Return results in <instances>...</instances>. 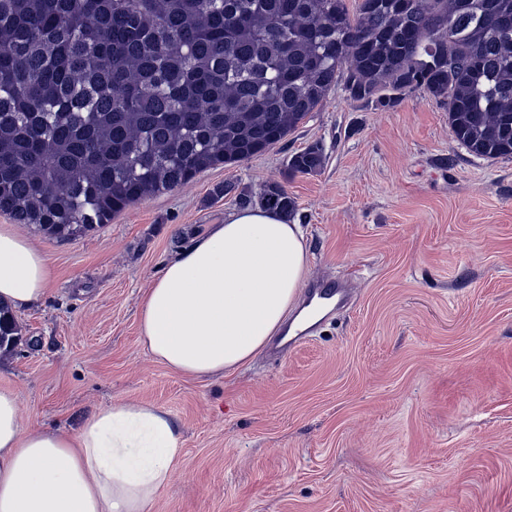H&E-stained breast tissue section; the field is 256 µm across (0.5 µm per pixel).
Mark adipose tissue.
Segmentation results:
<instances>
[{
  "mask_svg": "<svg viewBox=\"0 0 512 512\" xmlns=\"http://www.w3.org/2000/svg\"><path fill=\"white\" fill-rule=\"evenodd\" d=\"M300 224L264 206L229 213L165 267L141 304L143 345L174 373L236 369L288 328L321 313L300 307L308 274ZM47 256L0 225V302H40ZM182 445L171 415L139 400L99 407L76 435L22 431L17 396L0 389V512H146L171 483Z\"/></svg>",
  "mask_w": 512,
  "mask_h": 512,
  "instance_id": "obj_1",
  "label": "adipose tissue"
}]
</instances>
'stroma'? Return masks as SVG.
Returning <instances> with one entry per match:
<instances>
[{"label":"stroma","mask_w":512,"mask_h":512,"mask_svg":"<svg viewBox=\"0 0 512 512\" xmlns=\"http://www.w3.org/2000/svg\"><path fill=\"white\" fill-rule=\"evenodd\" d=\"M314 144L323 168L289 175ZM272 181L295 201L310 279L350 301L285 360L179 376L140 340L143 294ZM19 230L52 275L13 313L0 388L27 432L73 434L127 399L169 412L180 463L146 512H512V157L471 155L442 100L377 109L339 85L284 142L84 236Z\"/></svg>","instance_id":"obj_1"}]
</instances>
